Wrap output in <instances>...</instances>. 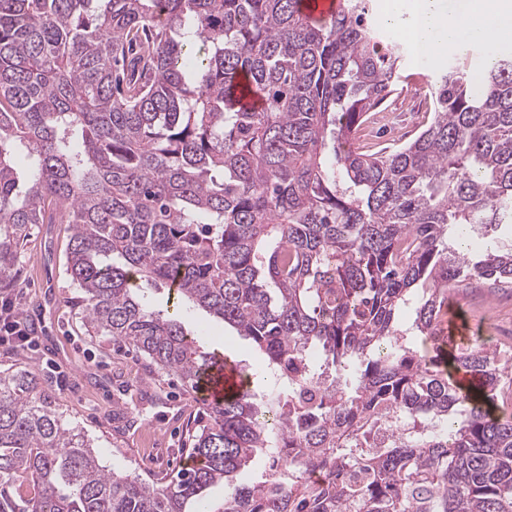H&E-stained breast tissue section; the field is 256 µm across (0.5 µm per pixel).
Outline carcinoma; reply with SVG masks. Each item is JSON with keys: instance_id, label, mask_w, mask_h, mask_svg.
Masks as SVG:
<instances>
[{"instance_id": "1", "label": "carcinoma", "mask_w": 512, "mask_h": 512, "mask_svg": "<svg viewBox=\"0 0 512 512\" xmlns=\"http://www.w3.org/2000/svg\"><path fill=\"white\" fill-rule=\"evenodd\" d=\"M370 0H0V288L34 224L71 228L67 273L93 335L196 390L174 290L288 377L203 407L198 465L164 482L107 471L30 370L0 371V512H512V357L473 346L448 372V294L512 288V52L457 55L423 87L428 122L388 153L357 141L400 83ZM262 100L245 107L242 79ZM287 452L250 484L241 469Z\"/></svg>"}]
</instances>
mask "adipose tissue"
Masks as SVG:
<instances>
[{
    "label": "adipose tissue",
    "instance_id": "1",
    "mask_svg": "<svg viewBox=\"0 0 512 512\" xmlns=\"http://www.w3.org/2000/svg\"><path fill=\"white\" fill-rule=\"evenodd\" d=\"M384 18L402 40L432 60L479 35L512 37V0H457L451 9L444 0H407L401 10L390 2Z\"/></svg>",
    "mask_w": 512,
    "mask_h": 512
}]
</instances>
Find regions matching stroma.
I'll use <instances>...</instances> for the list:
<instances>
[{
	"mask_svg": "<svg viewBox=\"0 0 512 512\" xmlns=\"http://www.w3.org/2000/svg\"><path fill=\"white\" fill-rule=\"evenodd\" d=\"M447 59L406 60L408 108L394 124L373 129L375 149L406 142L419 130L427 103L421 87L447 69ZM69 231L64 224H36L24 245L19 275L24 286L16 300L30 312L32 342L18 347L0 342V370H35L52 406L95 447L108 469L148 476H172L185 468L187 430L199 417L194 392L179 380L149 370L139 353L124 343L89 335L81 293L65 272ZM185 329L199 338L203 351L219 352L252 371L264 358L251 341L204 311L182 307ZM460 347L477 339L491 348L512 346V288L473 284L449 306Z\"/></svg>",
	"mask_w": 512,
	"mask_h": 512,
	"instance_id": "1",
	"label": "stroma"
}]
</instances>
